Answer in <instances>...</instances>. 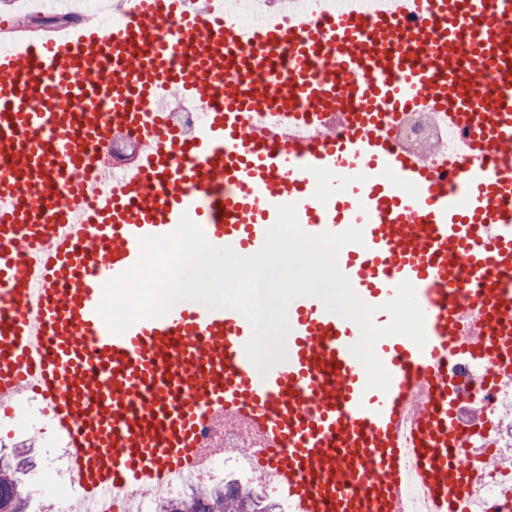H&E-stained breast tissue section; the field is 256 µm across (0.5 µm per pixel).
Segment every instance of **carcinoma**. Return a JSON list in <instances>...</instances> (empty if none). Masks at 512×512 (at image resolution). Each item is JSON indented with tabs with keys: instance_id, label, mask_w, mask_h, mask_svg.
I'll use <instances>...</instances> for the list:
<instances>
[{
	"instance_id": "obj_1",
	"label": "carcinoma",
	"mask_w": 512,
	"mask_h": 512,
	"mask_svg": "<svg viewBox=\"0 0 512 512\" xmlns=\"http://www.w3.org/2000/svg\"><path fill=\"white\" fill-rule=\"evenodd\" d=\"M241 486L202 487L181 499L166 498L154 512H275L272 505ZM30 495L21 486L18 469L0 464V512H29Z\"/></svg>"
}]
</instances>
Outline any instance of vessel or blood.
<instances>
[{
  "mask_svg": "<svg viewBox=\"0 0 512 512\" xmlns=\"http://www.w3.org/2000/svg\"><path fill=\"white\" fill-rule=\"evenodd\" d=\"M309 1L249 25L225 0H118L128 20L110 32L0 17L13 37L0 50V404L39 392L89 506L167 488L214 456L226 425L248 435L289 512H406L408 448L427 461L432 512H448L458 481L481 489L453 456L469 445V397L434 376L468 347L512 382V0H313L324 27ZM102 72L110 82H78ZM174 96L205 105L190 137L143 109ZM340 100L345 137L327 121ZM278 105L297 124L315 114L316 131L274 146L259 120ZM411 111L467 131L471 148L432 165L394 145L379 114ZM106 127L138 131L131 162L112 157ZM111 179L110 204L78 209L76 190ZM288 204L307 235L361 229L337 265L374 326L413 285L426 343L376 342L387 390L366 386L358 325L313 296L291 302L288 358L264 377L235 310L182 301L121 334L99 316L141 238L186 215L212 246L251 256Z\"/></svg>",
  "mask_w": 512,
  "mask_h": 512,
  "instance_id": "obj_1",
  "label": "vessel or blood"
}]
</instances>
